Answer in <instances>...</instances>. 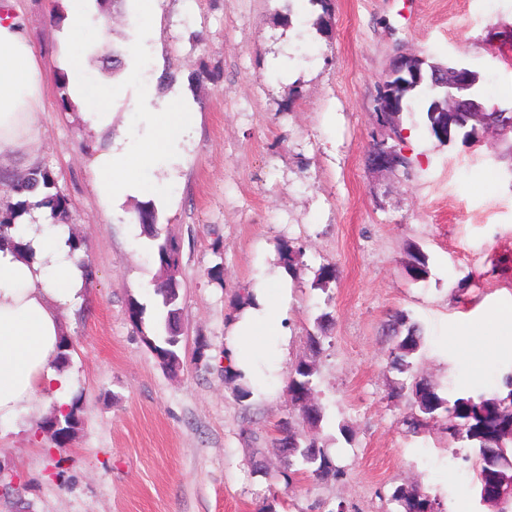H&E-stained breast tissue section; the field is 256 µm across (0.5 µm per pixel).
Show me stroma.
Listing matches in <instances>:
<instances>
[{"mask_svg":"<svg viewBox=\"0 0 512 512\" xmlns=\"http://www.w3.org/2000/svg\"><path fill=\"white\" fill-rule=\"evenodd\" d=\"M60 3L17 0L54 75ZM135 12L123 0L109 17L83 76L112 98L116 137L141 124L130 104L140 83L194 104L176 182L139 171L145 193L103 207L88 167L94 134L62 107L53 81L36 159L0 168V178L33 164L52 171L69 200L63 222L93 272L68 318L63 367L83 398L80 421L63 449L24 427L0 436V512H399V490L436 498L443 512H499L480 497L471 444H449L452 419L438 415L415 433L405 419L416 375L451 400L506 392L512 326L496 324L483 344L455 329L512 311V134L441 145L426 128L428 98L415 94L389 140L409 168L375 170L369 150L378 86L401 54L461 60L480 73L485 104L512 107V0H334L328 16L310 0H163L142 33ZM116 48L138 50V67L113 71ZM148 202L182 256L174 372L143 341L164 319L159 266L137 222ZM283 240L301 253L284 282L288 354L277 382L240 399L224 338ZM415 250L427 279L407 269ZM325 264L336 279L321 289ZM133 299L145 308L140 327L128 316ZM399 313L423 329L410 374L389 357ZM301 360L318 370L312 398L324 412L302 433L341 468L336 479L289 470L273 443L293 413L288 382Z\"/></svg>","mask_w":512,"mask_h":512,"instance_id":"1","label":"stroma"}]
</instances>
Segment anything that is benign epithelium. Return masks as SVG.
I'll use <instances>...</instances> for the list:
<instances>
[{"label": "benign epithelium", "mask_w": 512, "mask_h": 512, "mask_svg": "<svg viewBox=\"0 0 512 512\" xmlns=\"http://www.w3.org/2000/svg\"><path fill=\"white\" fill-rule=\"evenodd\" d=\"M428 82L448 88L445 104L433 107L435 113H448V117L436 126L437 136L443 144L448 145L454 140L453 125L456 123L477 122L485 130L498 129L482 118L485 112L482 104L463 98V93L475 82L468 67L462 63L436 66L416 55H399L390 63L374 101V119L378 128L385 132L395 131L396 119L405 108L406 92ZM400 163L401 155L388 144V138L377 139L370 153L371 166L384 171L395 169Z\"/></svg>", "instance_id": "obj_1"}]
</instances>
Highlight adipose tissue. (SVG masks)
I'll return each instance as SVG.
<instances>
[{
    "label": "adipose tissue",
    "instance_id": "adipose-tissue-1",
    "mask_svg": "<svg viewBox=\"0 0 512 512\" xmlns=\"http://www.w3.org/2000/svg\"><path fill=\"white\" fill-rule=\"evenodd\" d=\"M69 92L82 108L81 119L101 132L112 123V105L96 98L81 79L87 53L108 31L105 19L90 22L88 0H64ZM50 76L14 9V0H0V159L26 148L37 155L38 122ZM151 124L141 134L109 141L94 149L89 161L97 198L105 207L140 195L132 169H151L188 145L197 115L180 110L175 97H159L154 86L142 85L134 100ZM44 192L27 195L28 210L0 230V428L15 427L34 412L41 397L56 400L58 413L71 406L66 377L54 360L65 340L63 318L86 293L82 254L72 249L64 225L54 222ZM255 302L238 316L225 336L232 371L256 375V358L267 359L268 379H275L287 352L285 301L258 284Z\"/></svg>",
    "mask_w": 512,
    "mask_h": 512
}]
</instances>
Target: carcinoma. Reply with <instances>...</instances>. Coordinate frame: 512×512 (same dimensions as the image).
Returning a JSON list of instances; mask_svg holds the SVG:
<instances>
[{"instance_id":"1","label":"carcinoma","mask_w":512,"mask_h":512,"mask_svg":"<svg viewBox=\"0 0 512 512\" xmlns=\"http://www.w3.org/2000/svg\"><path fill=\"white\" fill-rule=\"evenodd\" d=\"M9 192L14 195H24L39 188L46 190V202L53 210L64 213L68 205L67 198L60 192H51L56 187L52 173L45 167L37 166L29 169L18 177L3 179ZM139 223L145 225L148 236L154 241V257L162 273L161 280L156 284L155 291L162 296V304L167 309L165 322H170L172 314L178 311L180 293L170 290L178 282L177 274L181 263L178 245L161 238L160 228L156 220L155 210L149 206L138 212ZM299 253L290 246L283 245L279 249V264L289 273L297 270ZM409 271L413 278L423 279L429 270L425 257L421 252L411 254ZM144 342L154 352L160 365L176 371L182 365L179 355L180 339L170 332L144 336ZM422 342V331L416 324L408 327L407 335L391 348L392 364L402 373L413 371L412 357ZM316 368L313 364L301 360L294 369V376L288 383V395L293 409L297 411L296 424L309 423L314 427L324 419L322 409L317 404L307 406L303 398L314 390ZM508 388L506 396L497 394L477 397H458L449 401L439 392V387L424 378L412 384L414 406L424 418H433L440 413H446L455 420V426L448 430V443L469 441L474 444L475 455L481 460L479 473L483 477L479 484L496 485L503 478L512 477V377L505 379ZM82 397L73 399L70 411L64 420L53 415L41 422V428L50 433L55 444L63 448L69 442L71 432L79 423ZM279 437L275 438L276 445L288 451V455L297 457L301 463L317 479L337 476L332 461L324 449L312 441L301 439V434L291 428L287 431L278 428ZM394 500L401 503L404 512H442L435 503L424 495L405 496L395 495Z\"/></svg>"}]
</instances>
